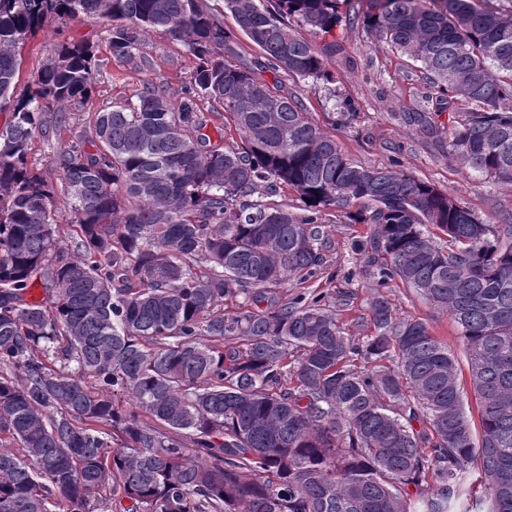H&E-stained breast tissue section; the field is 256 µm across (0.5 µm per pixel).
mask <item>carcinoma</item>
<instances>
[{"instance_id": "obj_1", "label": "carcinoma", "mask_w": 512, "mask_h": 512, "mask_svg": "<svg viewBox=\"0 0 512 512\" xmlns=\"http://www.w3.org/2000/svg\"><path fill=\"white\" fill-rule=\"evenodd\" d=\"M224 7L235 32L200 0H0V368L14 374L0 377V512H512V220L487 224L428 183L352 159L282 80L234 62L240 32L262 51L257 66L327 80L341 47L296 28L361 26L433 91L432 108L391 118L512 187V14L478 0ZM82 14L107 20L121 62L151 31L197 62L176 105L147 85L89 114L53 158L58 190L31 166V140L90 96L94 54L63 46L17 96L19 51L46 18ZM202 97L239 144L203 132ZM260 186L302 206L251 199ZM60 194L72 250L56 247ZM331 209L370 226L358 247L378 285L398 279L458 324L478 429L454 353L385 295L361 340L325 294L282 299L276 287L322 265ZM36 282L51 305L26 299ZM238 295L244 309L224 316Z\"/></svg>"}]
</instances>
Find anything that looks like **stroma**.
I'll use <instances>...</instances> for the list:
<instances>
[{"instance_id": "1", "label": "stroma", "mask_w": 512, "mask_h": 512, "mask_svg": "<svg viewBox=\"0 0 512 512\" xmlns=\"http://www.w3.org/2000/svg\"><path fill=\"white\" fill-rule=\"evenodd\" d=\"M107 29L106 19L96 15L70 21L51 18L21 50L16 83L20 91L56 56L61 45L87 44L95 53L97 70L92 95L70 106L67 128L47 138L35 136L32 142V165L48 181L58 179L53 157L70 148L88 113L134 100L148 83L164 86L170 102L178 103L195 66L182 43L159 32L146 34L139 60L119 61L111 53ZM335 39L342 50L329 63L331 80L291 79L287 85L342 150L369 167H399L448 194L486 223L498 224L512 216V187L460 171L450 161L447 149L436 147L419 131L392 120V113L418 108L430 92L416 65L388 46H372L367 34L357 26L336 30ZM345 100L357 110V118L350 125L341 122L337 109L338 103ZM323 229L328 239L323 264L307 287L326 293L331 310L347 333L357 338L365 336L373 329L368 306L377 290L367 273L364 256L354 250L353 244L365 237L367 227L346 224L334 216ZM384 293L396 317L426 322L433 336L447 343L457 359L466 413L469 419H476L469 356L453 318L401 282H392Z\"/></svg>"}]
</instances>
